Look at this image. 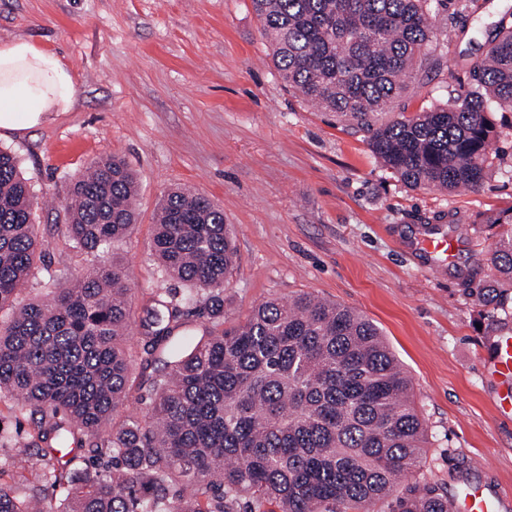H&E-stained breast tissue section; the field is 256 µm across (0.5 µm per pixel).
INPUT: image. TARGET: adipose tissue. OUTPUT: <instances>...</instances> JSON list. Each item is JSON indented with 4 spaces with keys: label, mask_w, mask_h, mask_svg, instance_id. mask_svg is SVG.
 Here are the masks:
<instances>
[{
    "label": "adipose tissue",
    "mask_w": 512,
    "mask_h": 512,
    "mask_svg": "<svg viewBox=\"0 0 512 512\" xmlns=\"http://www.w3.org/2000/svg\"><path fill=\"white\" fill-rule=\"evenodd\" d=\"M73 102L72 78L55 53L20 38L0 43V130L26 131Z\"/></svg>",
    "instance_id": "ef3b65f1"
}]
</instances>
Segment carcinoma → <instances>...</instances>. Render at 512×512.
<instances>
[{"instance_id": "1", "label": "carcinoma", "mask_w": 512, "mask_h": 512, "mask_svg": "<svg viewBox=\"0 0 512 512\" xmlns=\"http://www.w3.org/2000/svg\"><path fill=\"white\" fill-rule=\"evenodd\" d=\"M285 87L367 135L373 155L412 190L475 189L492 165L496 111H512V17L494 25L485 55L467 63L465 91L424 112L384 120L416 66L445 53L431 16L476 0H251ZM136 177L124 159H97L72 182L64 234L98 259L48 303L16 305L36 269L33 196L16 157L0 150V399L40 414L9 439L23 487L3 482L0 512H448L435 482L398 489L422 463L427 428L412 383L362 314L308 294L270 299L224 327L235 264L232 225L208 197L161 198L152 253L161 275L187 287L156 295L139 347L127 346L130 278L110 244L137 223ZM485 258L505 308L512 289V211ZM207 310V337L172 350L185 304ZM140 362L145 418L113 424ZM60 494L47 503L44 488Z\"/></svg>"}]
</instances>
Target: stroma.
Wrapping results in <instances>:
<instances>
[{
	"label": "stroma",
	"mask_w": 512,
	"mask_h": 512,
	"mask_svg": "<svg viewBox=\"0 0 512 512\" xmlns=\"http://www.w3.org/2000/svg\"><path fill=\"white\" fill-rule=\"evenodd\" d=\"M440 12L442 69L416 71L394 112H419L460 93V53H478L506 0ZM56 53L74 84L70 111L21 134L0 131L37 205L41 260L20 302L48 301L93 263L64 235L71 182L106 155L138 179V221L112 248L128 270L134 336L152 293L182 297L152 256L163 193L205 195L233 224L237 258L224 323L270 298L311 293L365 315L409 375L427 424L423 481L448 492L472 480L512 493V416L498 393L511 376L485 361L512 329V306L478 299L493 273L480 260L488 221L512 210V112L484 186L453 193L406 188L372 154L364 132L289 93L277 76L251 0H0V42ZM469 225L451 264L428 265L409 241L424 228Z\"/></svg>",
	"instance_id": "stroma-1"
}]
</instances>
